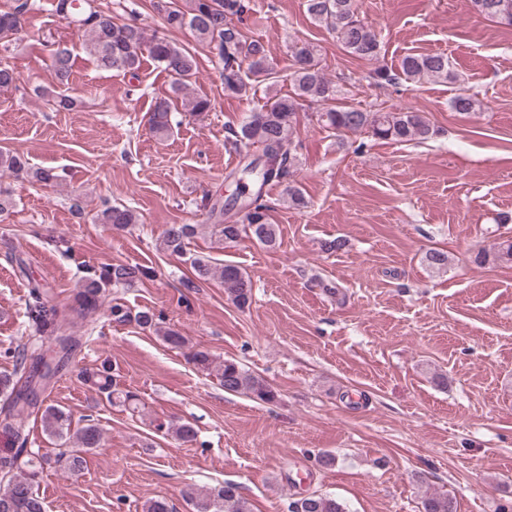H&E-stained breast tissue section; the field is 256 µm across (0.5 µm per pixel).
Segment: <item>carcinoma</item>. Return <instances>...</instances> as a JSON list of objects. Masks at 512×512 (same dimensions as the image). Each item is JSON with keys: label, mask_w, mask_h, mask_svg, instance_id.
Wrapping results in <instances>:
<instances>
[{"label": "carcinoma", "mask_w": 512, "mask_h": 512, "mask_svg": "<svg viewBox=\"0 0 512 512\" xmlns=\"http://www.w3.org/2000/svg\"><path fill=\"white\" fill-rule=\"evenodd\" d=\"M471 11L483 18L512 27V0H469ZM309 16L335 35L336 41L349 55L366 61H376L381 55L378 33L361 19L358 0H305ZM53 11L81 33L83 52L104 71H115L135 78L143 58L150 57L171 78V95L158 98L151 108L150 125L158 134L172 129V115L177 105L194 116L211 110V100L196 96L191 91L197 64L193 53L165 34L147 37L137 18L118 23L112 17L107 0H52ZM155 8L166 30L190 29L199 42L222 65L224 94L248 97L258 86L277 79L270 66L265 43L247 35L239 25L249 11L248 0H157ZM31 11V0H12L6 10H0V46L8 49L24 31ZM51 67L60 92L50 97L57 112L70 111L75 100L65 93L73 68V51L64 45L48 44ZM291 63L286 80L291 93L273 94L266 103L242 122L229 130L224 148L241 153L255 147L261 150L259 171L253 176L258 185L251 205L243 209L240 219L224 223V208L207 199L203 207L214 221L219 236L226 242H236L246 235L259 245L274 249L280 245L279 226L274 224L270 206L262 202L266 185L277 183L284 187L288 204L304 208L307 201L297 184V144L293 135L299 110L306 104L318 106L317 121L344 141L351 136L367 135L374 139L398 143H423L437 133L422 112H382L356 108L346 102V90L327 78L315 46L308 42L291 47ZM372 78L378 86L392 85L403 79L407 83L427 81L454 83L457 74L445 54H416L403 56L400 73L383 66L375 68ZM19 75L8 60L0 58V90L17 85ZM451 107L461 114H471L483 108V101L469 93H461L451 101ZM0 173L17 180L50 185L60 181L53 168H34L24 156L0 150ZM95 222L109 224L116 229L139 222L137 212L124 205L105 201L97 211ZM192 224H169L160 237V247L174 255L187 254V245L195 235ZM195 277L187 279L183 287L194 289L209 280L224 284L229 299L239 308L251 303L253 281L241 267L233 264H214L200 257L190 260ZM153 271L140 265L112 263L90 270L76 288L77 314L86 326L99 318L103 297L108 288H128L151 278ZM31 301L27 317L39 336L48 339L51 347H25L19 351L15 370L0 375V437L8 447L0 448V512H44V502L35 489L36 479L45 469L62 466L69 473L79 472L83 466L82 453L101 445L102 435L94 423H86L71 432L69 417L61 409L46 404L47 390L67 367L72 355L83 344V337L73 331L74 321L69 312L54 303L51 289L41 281L29 278ZM109 315L116 324L136 323L153 329L162 340L175 348L186 340L174 329L158 326L160 316L146 309L136 313L115 298ZM192 362L202 371L213 374L227 393L247 394L262 402L271 403L277 394L263 379L242 368L236 361H216L204 351L192 354ZM110 401L133 405L136 395L115 387L111 367L104 364L87 376ZM41 414L44 431L72 444L54 456L41 455L27 448L29 431L24 416ZM195 512H252L248 500L234 483H226L207 492H191ZM290 512H345L336 499L312 493L289 504ZM423 512H455L451 499L431 495L423 502Z\"/></svg>", "instance_id": "cac0c4a2"}]
</instances>
